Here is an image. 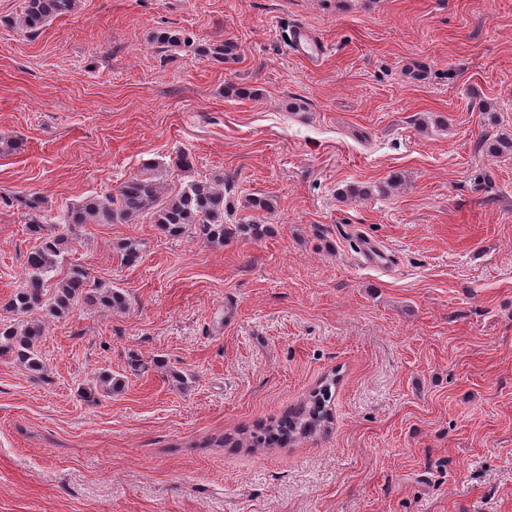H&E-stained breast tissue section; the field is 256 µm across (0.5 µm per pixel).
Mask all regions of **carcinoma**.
<instances>
[{"label": "carcinoma", "mask_w": 512, "mask_h": 512, "mask_svg": "<svg viewBox=\"0 0 512 512\" xmlns=\"http://www.w3.org/2000/svg\"><path fill=\"white\" fill-rule=\"evenodd\" d=\"M76 4L77 0H26L19 25L36 34L48 22L74 11ZM486 152L492 156L512 155V137L499 136L488 142ZM27 206V230L38 245L27 256L23 284L0 302V357L13 360L38 379L43 372L39 343L47 320L65 317L78 303L109 310L127 307L123 289L93 288L88 273L80 268L60 275L64 231L72 225L123 224L148 217L169 237L190 235L215 247L235 238H258L263 234V226L254 217L235 224L224 223V179L191 180L177 193L166 196L149 165L142 167L140 174L120 182L113 193L87 198L60 212L52 224L44 223L39 198H30ZM244 209L263 213L267 219L275 212L274 202L268 197H249ZM141 252L142 244L136 239L118 245L121 261L127 265L136 262ZM98 386L112 394L121 390L123 380L104 369L88 389L92 392ZM335 392L336 378L325 379L283 418L250 433L247 446L284 447L317 433L330 420Z\"/></svg>", "instance_id": "obj_1"}]
</instances>
